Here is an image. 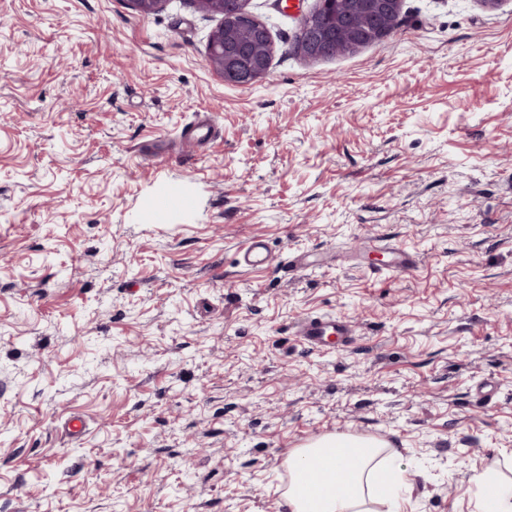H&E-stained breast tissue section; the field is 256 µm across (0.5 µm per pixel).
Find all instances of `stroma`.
<instances>
[{"instance_id":"stroma-1","label":"stroma","mask_w":512,"mask_h":512,"mask_svg":"<svg viewBox=\"0 0 512 512\" xmlns=\"http://www.w3.org/2000/svg\"><path fill=\"white\" fill-rule=\"evenodd\" d=\"M289 4L248 0L273 55L239 87L194 0H0V512H288L328 433L400 449L406 512L512 477V0H403L319 61L316 0ZM253 238L271 260L240 266ZM369 239L416 267L376 273ZM307 315L352 344L308 349ZM318 2L319 8L303 16L301 19L300 28L305 38L303 35H298L295 40L296 44L304 39L298 51L295 50L311 61L318 59L320 50L329 48L332 42L328 29L320 26L315 20L316 12L324 10L330 2L327 0H319ZM294 335L300 337L311 348L320 349L327 345V340L331 336L335 337L339 344L348 345L352 342L355 332L345 321L312 316L296 323Z\"/></svg>"}]
</instances>
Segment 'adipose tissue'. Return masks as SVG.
Wrapping results in <instances>:
<instances>
[{"label":"adipose tissue","mask_w":512,"mask_h":512,"mask_svg":"<svg viewBox=\"0 0 512 512\" xmlns=\"http://www.w3.org/2000/svg\"><path fill=\"white\" fill-rule=\"evenodd\" d=\"M396 449L371 438L329 434L288 456L284 493L288 512H403L405 473L394 468ZM342 484H333L336 473ZM477 512H512V478L474 477Z\"/></svg>","instance_id":"adipose-tissue-1"}]
</instances>
